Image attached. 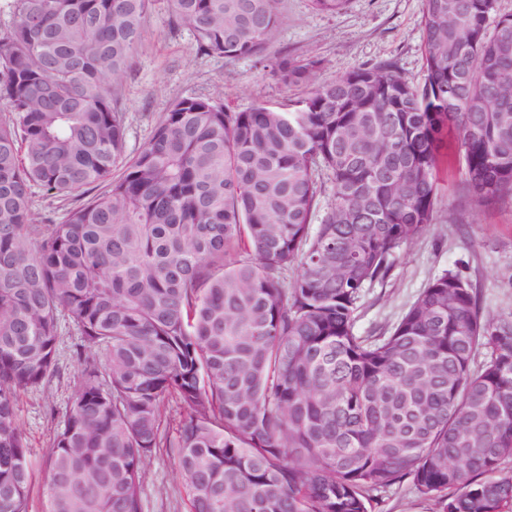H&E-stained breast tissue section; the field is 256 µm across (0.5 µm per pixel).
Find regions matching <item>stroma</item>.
<instances>
[{
    "label": "stroma",
    "mask_w": 512,
    "mask_h": 512,
    "mask_svg": "<svg viewBox=\"0 0 512 512\" xmlns=\"http://www.w3.org/2000/svg\"><path fill=\"white\" fill-rule=\"evenodd\" d=\"M276 6L282 24L268 56L316 61L321 80L380 63L394 65L410 80L422 75V0H349L334 14L315 11L310 0H277ZM305 92L282 84L255 59L199 54L189 29L172 26L160 2L146 19L143 44L116 96L127 116V150L133 154L177 98L206 94L239 112L259 104L284 108ZM440 178L442 191L427 229L397 251L385 279L363 288L358 333L389 329L428 282L447 270L472 282L484 316L512 315V196L477 201L454 144L441 163ZM79 341L74 330L63 328L59 374L47 388L20 396L18 421L35 467L29 512H46L49 453L77 381L71 355ZM142 501L143 512H187L185 486L166 449H157L146 467Z\"/></svg>",
    "instance_id": "1"
}]
</instances>
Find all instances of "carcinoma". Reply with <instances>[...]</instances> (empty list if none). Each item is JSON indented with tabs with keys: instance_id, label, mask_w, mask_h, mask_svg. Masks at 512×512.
I'll return each instance as SVG.
<instances>
[{
	"instance_id": "obj_1",
	"label": "carcinoma",
	"mask_w": 512,
	"mask_h": 512,
	"mask_svg": "<svg viewBox=\"0 0 512 512\" xmlns=\"http://www.w3.org/2000/svg\"><path fill=\"white\" fill-rule=\"evenodd\" d=\"M155 2L6 0L0 512L29 509L18 402L59 373L63 320L79 376L47 512H142L158 448L190 512H374L404 481L438 512H512V317L448 270L388 331L355 332L362 288L431 222L448 128L475 196L512 194V14L423 0L420 80L317 81L266 56L276 0H165L199 53L311 89L286 110L179 98L130 156L114 90ZM95 183L59 224L36 207Z\"/></svg>"
}]
</instances>
